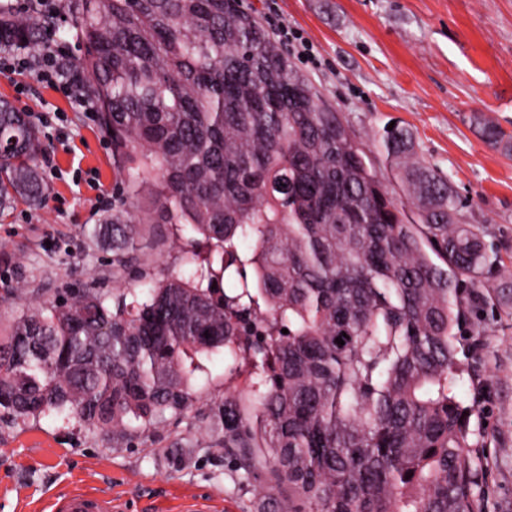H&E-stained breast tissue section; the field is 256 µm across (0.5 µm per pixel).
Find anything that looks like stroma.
Returning a JSON list of instances; mask_svg holds the SVG:
<instances>
[{
	"mask_svg": "<svg viewBox=\"0 0 512 512\" xmlns=\"http://www.w3.org/2000/svg\"><path fill=\"white\" fill-rule=\"evenodd\" d=\"M263 25L279 19L311 45L277 35L281 50L344 112L364 143L396 123L417 150L447 176L466 201L463 214L479 225L489 251L512 272V156L486 144L474 116L512 134V0H240ZM0 97L30 113L42 131L39 157L48 188L44 207L17 205L0 222V289L24 285L59 294L94 283L112 292L189 267L192 233L151 212L131 258L120 266L91 237L94 225L123 210L126 170L117 167L99 115L43 84L25 69L0 73ZM470 380L455 390L476 404L471 428L483 447L478 492L483 512H512V288H484L464 325ZM250 363L203 359L190 407L166 413L134 435H100L75 419L0 415V512H51L54 497L77 490L111 497L115 512H186L215 501L220 512H280L255 492L253 475L230 449L216 446L206 418L226 393H245Z\"/></svg>",
	"mask_w": 512,
	"mask_h": 512,
	"instance_id": "stroma-1",
	"label": "stroma"
}]
</instances>
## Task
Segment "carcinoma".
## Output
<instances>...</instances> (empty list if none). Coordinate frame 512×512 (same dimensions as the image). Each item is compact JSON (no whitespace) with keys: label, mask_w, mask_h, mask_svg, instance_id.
Listing matches in <instances>:
<instances>
[{"label":"carcinoma","mask_w":512,"mask_h":512,"mask_svg":"<svg viewBox=\"0 0 512 512\" xmlns=\"http://www.w3.org/2000/svg\"><path fill=\"white\" fill-rule=\"evenodd\" d=\"M53 27L0 2V49L35 51ZM74 29L86 54L63 72L132 176L127 215L93 238L125 264L150 185L165 223L209 249L142 303L132 288L110 307L95 288L62 302L6 289L1 303L28 302L0 336V413L132 435L187 409L196 359L222 351L253 363L249 407L225 395L208 428L246 473L264 458L275 485L257 492L288 491V512H481L475 407L454 385L467 308L504 270L410 132L377 133L376 163L239 0H78ZM1 138L0 214L41 206L40 131L5 98Z\"/></svg>","instance_id":"obj_1"}]
</instances>
